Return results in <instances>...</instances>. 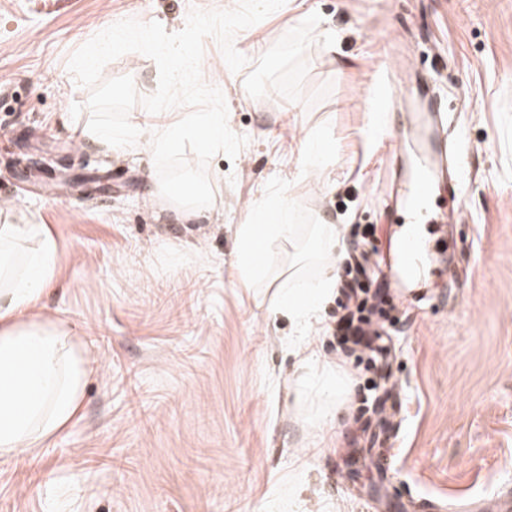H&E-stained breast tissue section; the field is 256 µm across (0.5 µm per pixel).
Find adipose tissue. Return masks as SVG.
I'll list each match as a JSON object with an SVG mask.
<instances>
[{
	"instance_id": "obj_1",
	"label": "adipose tissue",
	"mask_w": 512,
	"mask_h": 512,
	"mask_svg": "<svg viewBox=\"0 0 512 512\" xmlns=\"http://www.w3.org/2000/svg\"><path fill=\"white\" fill-rule=\"evenodd\" d=\"M293 224H242L236 238L238 280L243 287L287 262L298 273L302 244ZM322 274L297 292L281 295L275 314L295 327L291 354L307 372L333 379L341 368L326 363L311 331L336 287V261L344 249L338 225L310 229ZM263 252H256V244ZM58 245L46 225H0V458L27 454L77 417L95 368L71 331L36 309L57 283Z\"/></svg>"
}]
</instances>
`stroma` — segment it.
Wrapping results in <instances>:
<instances>
[{
    "mask_svg": "<svg viewBox=\"0 0 512 512\" xmlns=\"http://www.w3.org/2000/svg\"><path fill=\"white\" fill-rule=\"evenodd\" d=\"M238 0H0V204L48 225L58 282L38 311L65 321L98 365L78 421L0 459V512H476L512 490V0H286L238 32L231 73L214 38L202 75L248 142L207 173L212 209L178 220L160 194L150 131L136 146L74 141L88 88L71 54L129 17L181 31L190 9ZM314 16L336 30L328 52ZM434 80L458 125L466 192L424 277L390 288L379 321L386 366L341 348L323 306L326 360L346 393L282 347L294 328L271 308L298 280L238 282V225L281 200L292 224H338L344 257L377 227V275L397 245L400 162L374 93L388 75ZM153 94L159 71L132 52L104 78ZM83 111L71 118L70 107ZM330 174L302 170L305 143ZM387 473L370 466L379 445Z\"/></svg>",
    "mask_w": 512,
    "mask_h": 512,
    "instance_id": "stroma-1",
    "label": "stroma"
}]
</instances>
